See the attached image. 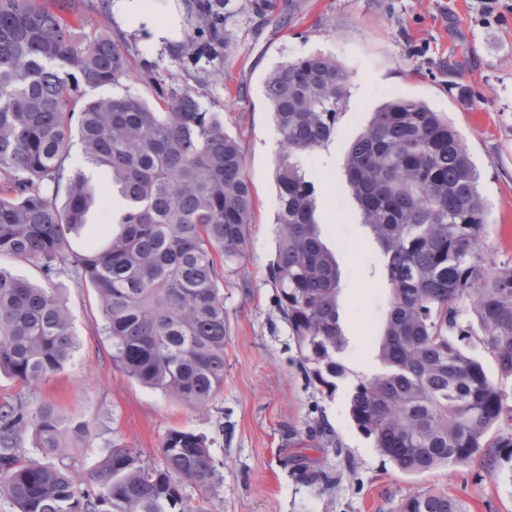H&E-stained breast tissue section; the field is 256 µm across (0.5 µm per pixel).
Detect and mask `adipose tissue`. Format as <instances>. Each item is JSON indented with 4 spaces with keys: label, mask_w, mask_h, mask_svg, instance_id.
<instances>
[{
    "label": "adipose tissue",
    "mask_w": 512,
    "mask_h": 512,
    "mask_svg": "<svg viewBox=\"0 0 512 512\" xmlns=\"http://www.w3.org/2000/svg\"><path fill=\"white\" fill-rule=\"evenodd\" d=\"M112 11L138 31L149 47H163L180 35L182 18L178 10L162 15L148 7L146 0H113Z\"/></svg>",
    "instance_id": "ef3b65f1"
}]
</instances>
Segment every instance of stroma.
<instances>
[{
    "label": "stroma",
    "instance_id": "obj_1",
    "mask_svg": "<svg viewBox=\"0 0 512 512\" xmlns=\"http://www.w3.org/2000/svg\"><path fill=\"white\" fill-rule=\"evenodd\" d=\"M67 2L78 38L108 31L130 62L119 83H77V103L125 94L152 102L159 89L179 87L223 114L242 147L255 199L249 249L240 265L224 270V389L208 406L189 408L116 367L97 297L71 273L55 284L71 311L77 350L63 370L33 386L0 376V403L19 394L31 414L50 408L89 421V437L65 435L62 458L84 477L113 443L154 461L168 430L205 435L224 482L207 496L192 486L184 492L204 500L208 512H398L408 494L428 490L449 492L467 512H512V460H499L492 472L477 460L407 474L350 418V391L379 368L375 346L388 289L381 250L361 222L344 170L352 138L377 106L392 96L426 101L448 116L477 166L489 211L487 251L512 257V0H502L501 17L490 22L481 0H230L225 28L232 50L220 80L207 62L180 60V44L150 51L139 32L120 28L103 0ZM317 52L350 75L335 136L300 158L306 173L321 180L315 218L341 273L348 346L331 398L310 384L266 276L275 250L279 146L264 79L278 64ZM117 207L111 196L101 198L90 224L72 235L73 249L103 242ZM321 471L331 483L313 480Z\"/></svg>",
    "mask_w": 512,
    "mask_h": 512
}]
</instances>
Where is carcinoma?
I'll return each instance as SVG.
<instances>
[{
  "mask_svg": "<svg viewBox=\"0 0 512 512\" xmlns=\"http://www.w3.org/2000/svg\"><path fill=\"white\" fill-rule=\"evenodd\" d=\"M229 0H193L191 60L230 54ZM129 61L105 30L82 47L69 22L39 0H0V255L33 264L37 284L0 270V374L31 386L63 369L78 347L53 280L72 269L96 293L112 362L143 386L203 408L224 388V266L246 256L254 197L224 116L189 89L99 97L75 111L71 71L91 87L113 85ZM348 75L320 54L277 65L265 79L279 134L275 253L267 275L310 373L323 392L345 373L347 341L337 303L340 271L315 221L316 183L298 157L336 133ZM97 185L66 172L72 129ZM347 184L381 247L389 303L376 356L349 415L407 474L480 458L495 469L487 436L507 395L460 342L481 337L512 377V258L484 247L488 209L459 132L427 103L392 98L373 112L345 158ZM122 202L100 246L71 249L99 194ZM63 204H58L59 196ZM471 301L465 309L463 303ZM32 431L47 455L63 420L32 418L17 397L0 404V497L15 512H204L183 494L221 484L204 436L171 429L149 464L116 443L87 479L64 463L26 457ZM399 512H467L445 491L413 493Z\"/></svg>",
  "mask_w": 512,
  "mask_h": 512,
  "instance_id": "carcinoma-1",
  "label": "carcinoma"
}]
</instances>
